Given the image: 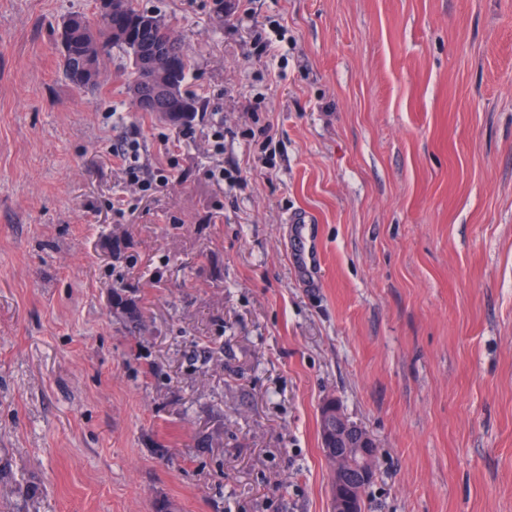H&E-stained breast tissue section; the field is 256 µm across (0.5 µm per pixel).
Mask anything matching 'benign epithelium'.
Returning <instances> with one entry per match:
<instances>
[{
    "label": "benign epithelium",
    "mask_w": 512,
    "mask_h": 512,
    "mask_svg": "<svg viewBox=\"0 0 512 512\" xmlns=\"http://www.w3.org/2000/svg\"><path fill=\"white\" fill-rule=\"evenodd\" d=\"M171 61L157 50L145 53L141 74L133 80V93L143 99L151 89L154 75L169 68ZM321 416L336 429L327 434V441H336V447L345 446L348 457L336 460L333 473L332 501L336 512H364L360 506L358 492L374 479L373 457L375 444L371 436L353 424L342 413L337 401L327 400L321 408Z\"/></svg>",
    "instance_id": "benign-epithelium-1"
}]
</instances>
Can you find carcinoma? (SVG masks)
<instances>
[{"label":"carcinoma","mask_w":512,"mask_h":512,"mask_svg":"<svg viewBox=\"0 0 512 512\" xmlns=\"http://www.w3.org/2000/svg\"><path fill=\"white\" fill-rule=\"evenodd\" d=\"M62 42L64 71L72 84H97L100 61L112 47L126 53L129 60L137 62L138 55L148 49H158L172 57L175 66L161 76L164 92L155 101L136 103L139 112L166 114L172 106H182L189 112L172 122L176 127L188 125L198 106L195 99L184 90L187 58L183 40L169 24L158 15L139 9L134 0H123L122 12H112V4L97 0V21L90 24L81 16H71L63 21Z\"/></svg>","instance_id":"carcinoma-1"}]
</instances>
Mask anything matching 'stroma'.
Instances as JSON below:
<instances>
[{
	"label": "stroma",
	"instance_id": "1",
	"mask_svg": "<svg viewBox=\"0 0 512 512\" xmlns=\"http://www.w3.org/2000/svg\"><path fill=\"white\" fill-rule=\"evenodd\" d=\"M137 2L184 42L192 138L119 48L68 80L96 0H0V512H332L329 398L377 445L365 512H512V0ZM130 139L174 166L153 196ZM140 146L136 142L127 143L123 149L116 152V156L122 162V168L127 183L135 185L140 192L146 193L156 187L166 185L172 177V167H159L152 174H146L140 162Z\"/></svg>",
	"mask_w": 512,
	"mask_h": 512
}]
</instances>
